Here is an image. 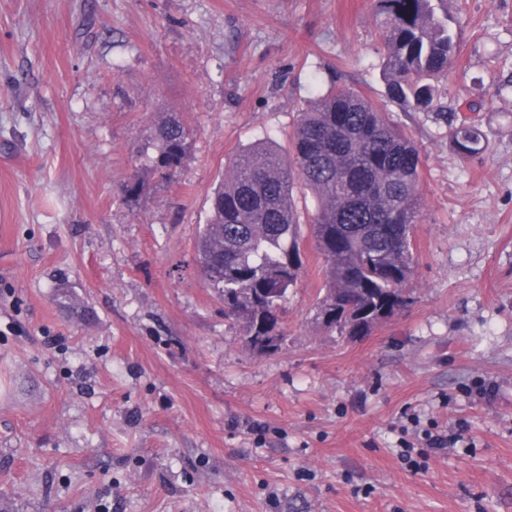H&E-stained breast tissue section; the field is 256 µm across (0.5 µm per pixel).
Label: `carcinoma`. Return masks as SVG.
I'll list each match as a JSON object with an SVG mask.
<instances>
[{
	"mask_svg": "<svg viewBox=\"0 0 512 512\" xmlns=\"http://www.w3.org/2000/svg\"><path fill=\"white\" fill-rule=\"evenodd\" d=\"M438 2L374 0L383 17L376 50L387 98L434 113L449 125L454 150L471 157L486 151L484 135L436 107L435 83L447 78L457 53ZM192 139L176 113L159 115L137 151L128 197L138 198L149 176L174 181ZM422 170L411 137L364 95L339 87L307 102L288 147L266 140L240 150L227 164L196 243L204 280L224 281V315L240 322L247 336L277 330L303 269L304 224L324 260L323 289L334 295L327 328L353 341L407 308ZM299 187L315 201L305 218L294 201Z\"/></svg>",
	"mask_w": 512,
	"mask_h": 512,
	"instance_id": "obj_1",
	"label": "carcinoma"
}]
</instances>
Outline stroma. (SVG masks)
<instances>
[{"instance_id": "obj_1", "label": "stroma", "mask_w": 512, "mask_h": 512, "mask_svg": "<svg viewBox=\"0 0 512 512\" xmlns=\"http://www.w3.org/2000/svg\"><path fill=\"white\" fill-rule=\"evenodd\" d=\"M446 8L473 158L386 98L373 0H0V512H512V0ZM333 84L421 152L413 302L337 338L308 237L255 354L197 234L228 160ZM162 112L191 153L129 200ZM431 427L464 440L413 472L400 443Z\"/></svg>"}]
</instances>
